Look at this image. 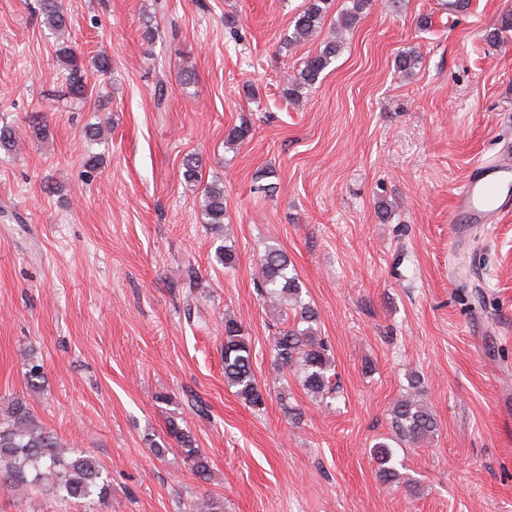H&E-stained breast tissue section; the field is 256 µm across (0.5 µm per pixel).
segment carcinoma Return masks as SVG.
Instances as JSON below:
<instances>
[{"instance_id":"obj_1","label":"carcinoma","mask_w":512,"mask_h":512,"mask_svg":"<svg viewBox=\"0 0 512 512\" xmlns=\"http://www.w3.org/2000/svg\"><path fill=\"white\" fill-rule=\"evenodd\" d=\"M43 23L59 37L69 27L68 17L59 0H36ZM337 21V28H353L369 0H349ZM330 0H308L285 38L292 46L315 39L325 23ZM512 30V13L502 14L490 27L487 38ZM57 57L63 66L64 77L58 89L52 91L54 100L67 112H81L85 107L86 83L84 64L72 48L61 41ZM343 41L335 38L320 46L303 61L296 74L286 79L288 99L297 101L302 90L313 87L321 74L336 60ZM183 178L191 184L202 183L198 161L190 157L183 163ZM204 184V183H202ZM201 211L207 223L216 227L224 224V186L218 180L204 184ZM290 261L282 250L271 247L259 258L261 286L269 302L279 306L286 303L293 311V321L273 339L272 368L279 379L292 374L303 389L322 401L337 392L332 383L335 376L330 347L318 336L315 324L318 313L301 300V285L289 274ZM23 377L29 392L39 393L45 383L42 362L35 356L23 364ZM224 381L236 389L237 396L253 408L265 405L264 392L253 368L251 344L244 336L242 323L234 317L224 318ZM424 389L420 375L408 376L405 392L391 410L392 427L399 439L418 444L433 437L439 429L433 411L423 400ZM168 436L177 444L190 470L197 475L209 471V460L196 446L192 433L181 427L176 419L169 420ZM373 456L378 464L379 477L391 482L398 476L396 451L386 441L374 445ZM108 487L100 462L83 452L69 451L62 446L56 433L42 425L34 416L26 399L18 397L0 413V489L49 490L61 501L85 502L93 506L103 501ZM190 512H224L220 502L201 497L189 505Z\"/></svg>"}]
</instances>
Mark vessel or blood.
Masks as SVG:
<instances>
[{"label": "vessel or blood", "mask_w": 512, "mask_h": 512, "mask_svg": "<svg viewBox=\"0 0 512 512\" xmlns=\"http://www.w3.org/2000/svg\"><path fill=\"white\" fill-rule=\"evenodd\" d=\"M512 209V157L503 155L478 164L454 193L449 218L457 237H465L474 224L496 223Z\"/></svg>", "instance_id": "1"}]
</instances>
